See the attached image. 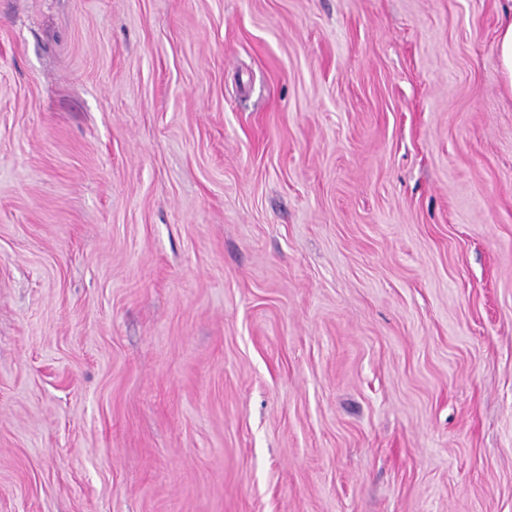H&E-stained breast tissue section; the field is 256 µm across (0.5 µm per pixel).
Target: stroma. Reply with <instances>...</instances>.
<instances>
[{
    "label": "stroma",
    "instance_id": "obj_1",
    "mask_svg": "<svg viewBox=\"0 0 512 512\" xmlns=\"http://www.w3.org/2000/svg\"><path fill=\"white\" fill-rule=\"evenodd\" d=\"M512 0H0V512H512ZM498 48L500 69L507 87L512 91V20L501 27Z\"/></svg>",
    "mask_w": 512,
    "mask_h": 512
}]
</instances>
